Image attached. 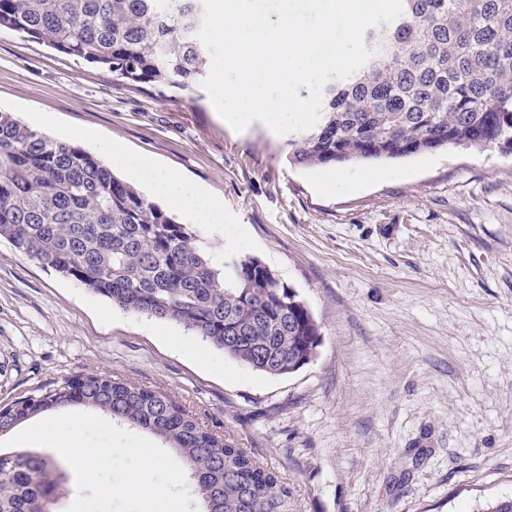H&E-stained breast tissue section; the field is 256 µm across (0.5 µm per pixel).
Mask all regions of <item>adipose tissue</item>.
Masks as SVG:
<instances>
[{
    "label": "adipose tissue",
    "mask_w": 512,
    "mask_h": 512,
    "mask_svg": "<svg viewBox=\"0 0 512 512\" xmlns=\"http://www.w3.org/2000/svg\"><path fill=\"white\" fill-rule=\"evenodd\" d=\"M101 150L110 162L128 169L153 192L165 197L173 207L187 211L198 224L223 223V204L197 185L112 142H103Z\"/></svg>",
    "instance_id": "obj_1"
}]
</instances>
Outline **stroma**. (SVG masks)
I'll use <instances>...</instances> for the list:
<instances>
[{"instance_id":"obj_1","label":"stroma","mask_w":512,"mask_h":512,"mask_svg":"<svg viewBox=\"0 0 512 512\" xmlns=\"http://www.w3.org/2000/svg\"><path fill=\"white\" fill-rule=\"evenodd\" d=\"M0 111L100 155L112 140L207 190L217 254L259 258L322 341L294 373L243 365L0 239V405L88 373L179 402L277 472L293 512H476L512 497V153L443 148L303 167L201 86L163 97L0 32Z\"/></svg>"}]
</instances>
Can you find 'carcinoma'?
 <instances>
[{
  "instance_id": "carcinoma-1",
  "label": "carcinoma",
  "mask_w": 512,
  "mask_h": 512,
  "mask_svg": "<svg viewBox=\"0 0 512 512\" xmlns=\"http://www.w3.org/2000/svg\"><path fill=\"white\" fill-rule=\"evenodd\" d=\"M203 0H0V30L43 41L133 87L186 91L207 76ZM373 52L329 81L317 125L288 140L304 167L395 160L456 147L512 153V0H403L365 31ZM136 314L181 325L257 371L314 356L306 303L258 267L215 260L198 231L98 157L0 111V239ZM82 406L158 437L186 466L201 512H291L276 472L200 424L169 396L110 376L65 379L0 406V435ZM69 492L51 457L0 452V512H56Z\"/></svg>"
}]
</instances>
